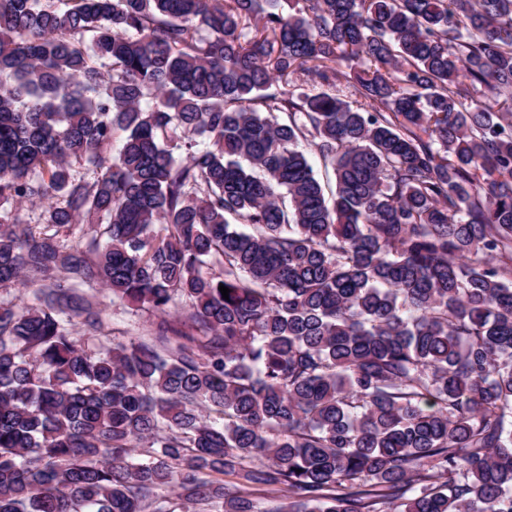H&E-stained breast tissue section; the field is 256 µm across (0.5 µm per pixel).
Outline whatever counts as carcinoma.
I'll return each mask as SVG.
<instances>
[{
	"mask_svg": "<svg viewBox=\"0 0 512 512\" xmlns=\"http://www.w3.org/2000/svg\"><path fill=\"white\" fill-rule=\"evenodd\" d=\"M297 5L0 0V512H512V0ZM95 300L101 303L106 313L110 317L111 327L115 330L118 339L127 342L143 336L147 333L152 321L156 319L155 315L148 309H127L119 305L112 306L110 300L100 289L92 292Z\"/></svg>",
	"mask_w": 512,
	"mask_h": 512,
	"instance_id": "cac0c4a2",
	"label": "carcinoma"
}]
</instances>
